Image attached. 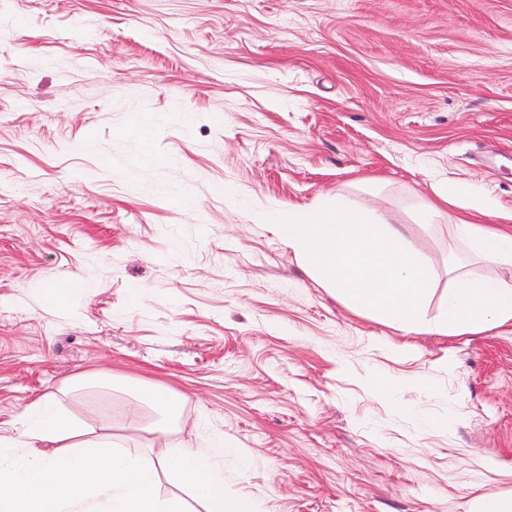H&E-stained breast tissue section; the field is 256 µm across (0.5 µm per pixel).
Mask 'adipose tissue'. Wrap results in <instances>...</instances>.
<instances>
[{
  "label": "adipose tissue",
  "mask_w": 512,
  "mask_h": 512,
  "mask_svg": "<svg viewBox=\"0 0 512 512\" xmlns=\"http://www.w3.org/2000/svg\"><path fill=\"white\" fill-rule=\"evenodd\" d=\"M433 192L421 210L425 223L443 218L447 204L463 202L468 215L457 219L454 233L469 254L490 265L512 262V229L473 220L491 213L489 200L458 181L438 182ZM133 391L156 412L153 434L169 436L182 418L183 399L141 382ZM60 402L58 393L49 392L22 412V445L34 454L24 469L0 467V512H190L193 502L201 512H255L252 504L224 492V472L213 461L214 450L225 446L223 437L204 438L194 447L177 445L158 463L91 435L81 421L61 411ZM162 467L173 470L190 490L191 501L160 495Z\"/></svg>",
  "instance_id": "ef3b65f1"
}]
</instances>
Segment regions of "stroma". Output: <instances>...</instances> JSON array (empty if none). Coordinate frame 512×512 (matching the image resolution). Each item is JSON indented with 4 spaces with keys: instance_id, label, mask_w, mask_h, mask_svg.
<instances>
[{
    "instance_id": "35a3bbf8",
    "label": "stroma",
    "mask_w": 512,
    "mask_h": 512,
    "mask_svg": "<svg viewBox=\"0 0 512 512\" xmlns=\"http://www.w3.org/2000/svg\"><path fill=\"white\" fill-rule=\"evenodd\" d=\"M441 178L512 215V0H0V432L63 388L132 453L223 434L259 512L511 492L512 326L404 333L267 221L340 189L405 225L433 322L465 253L461 208L418 219ZM123 380L182 396L180 429Z\"/></svg>"
}]
</instances>
